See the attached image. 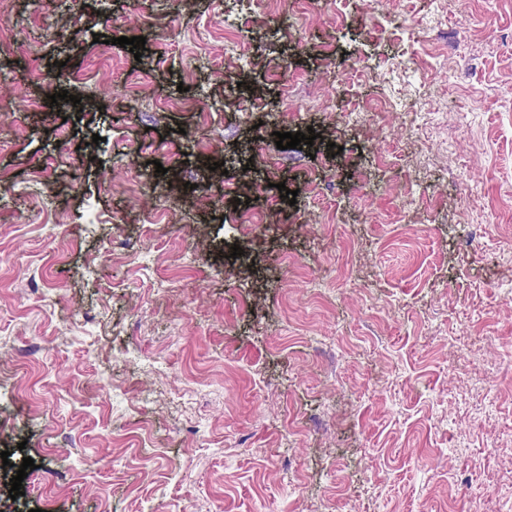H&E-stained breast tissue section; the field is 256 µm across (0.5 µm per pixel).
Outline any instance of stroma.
<instances>
[{"mask_svg":"<svg viewBox=\"0 0 512 512\" xmlns=\"http://www.w3.org/2000/svg\"><path fill=\"white\" fill-rule=\"evenodd\" d=\"M510 282L512 0L0 5V512H512Z\"/></svg>","mask_w":512,"mask_h":512,"instance_id":"stroma-1","label":"stroma"}]
</instances>
